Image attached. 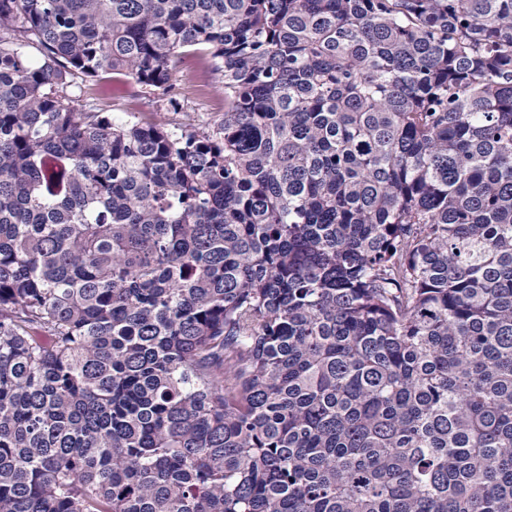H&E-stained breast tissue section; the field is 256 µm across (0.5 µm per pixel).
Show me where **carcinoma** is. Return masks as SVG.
<instances>
[{"mask_svg": "<svg viewBox=\"0 0 512 512\" xmlns=\"http://www.w3.org/2000/svg\"><path fill=\"white\" fill-rule=\"evenodd\" d=\"M0 512H512V0H0ZM218 66V61L209 55L186 53L178 58L175 110L161 95L119 73L86 81L75 78L66 93L79 96V103L85 108L115 118L150 121L165 113L173 124L191 122L211 131L224 118V87Z\"/></svg>", "mask_w": 512, "mask_h": 512, "instance_id": "obj_1", "label": "carcinoma"}]
</instances>
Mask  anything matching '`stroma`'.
<instances>
[{
	"mask_svg": "<svg viewBox=\"0 0 512 512\" xmlns=\"http://www.w3.org/2000/svg\"><path fill=\"white\" fill-rule=\"evenodd\" d=\"M211 56L188 53L178 58L175 67L177 107L144 86L119 73L75 79L68 94L78 96L85 108L115 118L149 121L166 114L173 123L191 122L216 129L224 117V89Z\"/></svg>",
	"mask_w": 512,
	"mask_h": 512,
	"instance_id": "obj_1",
	"label": "stroma"
}]
</instances>
